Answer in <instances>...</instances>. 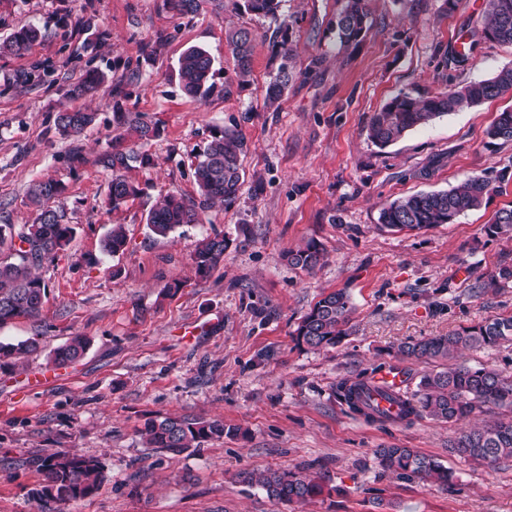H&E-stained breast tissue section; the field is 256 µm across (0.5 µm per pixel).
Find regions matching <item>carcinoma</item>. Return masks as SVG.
I'll return each instance as SVG.
<instances>
[{
    "instance_id": "carcinoma-1",
    "label": "carcinoma",
    "mask_w": 512,
    "mask_h": 512,
    "mask_svg": "<svg viewBox=\"0 0 512 512\" xmlns=\"http://www.w3.org/2000/svg\"><path fill=\"white\" fill-rule=\"evenodd\" d=\"M282 0H234L237 10L256 16L276 17ZM168 9L176 15H193L199 11L200 0H166ZM336 36L340 43L360 41L370 28L366 0H344L336 16ZM279 43V65L266 91L267 103L279 101L295 78L293 59L296 50L288 44V22L282 21ZM46 33L35 26L23 27L0 43V53L24 54L29 45L45 38ZM492 43L512 44V0H488V20L484 27L470 33V45L475 37ZM252 32L246 28L231 30L227 43L236 62V75L247 76L251 71ZM213 60L200 48L191 47L178 59V76L183 91L192 97H203L213 90L210 83ZM54 73L52 65L36 63L30 70L17 74L8 84L12 86L38 85L48 81ZM141 79L139 68H129L112 86L115 94L128 95L126 87ZM107 81V75L89 66L83 82L68 90L72 97L94 94ZM512 90V67L500 70L495 76L471 82L459 89L435 91L425 97L404 94L389 102L370 118L369 139L386 147L409 131L429 124L463 106L477 105ZM98 113L65 111L55 116L58 133L70 140L67 161L73 168L87 162L84 146L79 139L82 132L94 125ZM136 135L144 145L160 137L159 126L140 112L112 113V135L100 150L94 164L111 175L108 203L117 210L128 199L139 193L125 172L132 164H149L147 153L125 145L126 136ZM489 135L494 139L512 142V111L500 113ZM243 135L232 129L216 132L201 158L195 164L193 177L198 187V198H186L171 193L164 196L150 211L146 224L153 234L165 237L184 224L198 222L199 212L218 201L233 204L244 183L241 155L244 152ZM65 187L53 179L33 182L28 189V200L37 211L34 223L16 227L0 224V325L18 317L39 315L46 298V286L34 271L53 262L59 251L71 241L74 228L64 223V215L56 202ZM497 187L484 176H472L447 190L404 197L382 208L381 227L394 231L429 230L439 224H451L466 211L480 207ZM486 235L497 238L512 235V209L496 213L493 223L486 225ZM27 244L16 247L14 239ZM127 236L123 225L114 224L102 241V251L115 256L124 251ZM226 242L216 234L204 238L196 248L192 261L196 272L206 275L224 260ZM322 251L312 241L302 249L288 252V263L302 270L314 269L321 260ZM351 307L343 291L324 293L301 318L296 330V341L311 349L334 347L349 336L348 322ZM512 343V316L487 318L474 325L462 327L446 336H425L404 343L398 349L404 359L426 361L441 359L450 362L463 349H481ZM38 342L26 339L17 343L0 342V369H9L36 351ZM88 341L74 336L55 348L52 361L57 365L73 363L83 356ZM336 399L349 412L372 423L411 424L424 417L432 420L458 423L475 411L497 408L506 414L482 426L465 427L460 431L453 452L461 457L496 465L512 460V375L486 367L460 364L446 366L439 371L423 374L416 390L392 395L381 391L366 371L340 379L335 386ZM379 394L397 407L390 415L374 405L373 395ZM140 434L149 448H161L181 453L188 448H199L212 439L236 435L238 430L219 420H203L187 416H169L161 420L148 419ZM380 467L396 476L428 484L446 486L452 475L448 468L432 457L413 448L390 446L375 451ZM30 465L43 475L37 494L45 501L64 502L96 493L103 481L98 462L74 453H53L35 457ZM242 481L264 490L268 497L284 501L305 502L323 493L322 486L309 475L294 470L248 471L240 474Z\"/></svg>"
}]
</instances>
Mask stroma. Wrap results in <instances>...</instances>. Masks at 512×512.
Wrapping results in <instances>:
<instances>
[{
	"mask_svg": "<svg viewBox=\"0 0 512 512\" xmlns=\"http://www.w3.org/2000/svg\"><path fill=\"white\" fill-rule=\"evenodd\" d=\"M344 0H283L278 17L217 10L204 0L181 17L165 0H0V41L35 25L49 36L22 55H0V221L33 223L30 181L62 182L65 223L75 233L39 272L47 297L39 316L0 325V341L38 339V352L0 370V512H512V461L491 466L451 453L460 425L428 418L410 425L368 423L348 413L337 381L395 365L411 380L443 368L401 359L403 342L445 336L496 315H512V283L487 281L512 265V237L484 227L512 208V142L490 137L512 92L448 113L381 148L367 135L374 112L403 94L419 95L488 79L512 67V45L479 42L459 66L442 64L458 39L480 29L487 0H368L371 28L346 47L333 24ZM288 22L296 77L277 106L266 89L279 64L278 28ZM253 34L252 71L235 80L227 29ZM206 50L214 91L184 94L177 63ZM50 61V82L6 88L15 74ZM110 78L139 66L131 97L107 84L92 98H70L86 62ZM98 112L82 143L104 147L115 110L146 113L161 135L146 148L148 167L132 169L136 197L107 202L110 175L70 169L68 144L54 129L65 109ZM242 132L246 182L234 204L217 203L196 224L168 236L146 224L161 196L196 195L192 168L213 133ZM473 175L498 190L453 223L422 232L380 228L395 199L447 190ZM127 234L124 253L104 255L112 225ZM224 236L223 261L198 275L192 255L206 236ZM324 252L304 271L286 252L309 241ZM181 281L180 290L165 287ZM346 290L351 334L319 350L294 332L321 294ZM90 344L76 363L53 364L71 336ZM47 383L27 388L33 373ZM189 415L240 428L173 454L148 448L149 419ZM412 448L454 473L445 489L382 472L375 451ZM57 452L98 459L105 480L92 496L46 503L31 457ZM303 469L323 487L304 503L269 498L242 472Z\"/></svg>",
	"mask_w": 512,
	"mask_h": 512,
	"instance_id": "obj_1",
	"label": "stroma"
}]
</instances>
